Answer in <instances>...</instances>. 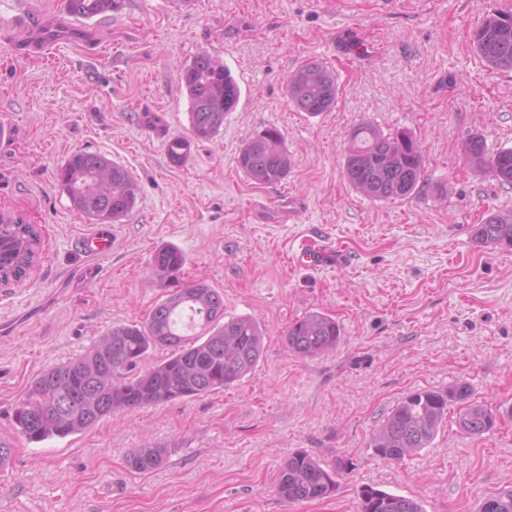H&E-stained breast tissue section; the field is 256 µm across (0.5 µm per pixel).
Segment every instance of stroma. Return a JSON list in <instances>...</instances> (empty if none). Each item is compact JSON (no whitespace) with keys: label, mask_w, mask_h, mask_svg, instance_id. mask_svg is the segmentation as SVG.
Wrapping results in <instances>:
<instances>
[{"label":"stroma","mask_w":512,"mask_h":512,"mask_svg":"<svg viewBox=\"0 0 512 512\" xmlns=\"http://www.w3.org/2000/svg\"><path fill=\"white\" fill-rule=\"evenodd\" d=\"M512 0H122L80 22V41L25 60L0 33V111L14 139L0 146V215L36 225L33 268L0 286V439L15 448L0 477V512H359L373 486L420 499L425 512H479L512 486V247L475 237L492 213H512V185L466 164L464 143L512 147V70L489 68L471 36ZM0 16L37 25L67 20L65 0H0ZM359 32L372 52L334 58L332 31ZM224 63L241 88L237 109L181 164L167 142L189 134L180 69L198 55ZM316 60L336 76L332 111L313 116L288 101L289 75ZM411 131L425 169L409 198L358 192L343 172L359 122ZM277 127L291 153L278 183L258 184L236 163L241 147ZM105 156L137 182L135 209L112 226V253L97 277L80 272L76 240L92 226L57 172L74 151ZM336 244L347 263L294 270L307 238ZM177 245L182 283L204 281L228 317L266 330L250 375L218 393L148 405L64 439L28 442L13 411L47 366L83 353L112 326L144 322L162 292L151 259ZM320 311L343 328L315 358L288 349V326ZM465 383L500 410L480 436L440 430L397 464L374 456L372 432L406 394ZM151 442L170 449L155 470L129 455ZM303 451L324 464L348 460L329 498L282 499L280 470Z\"/></svg>","instance_id":"stroma-1"}]
</instances>
